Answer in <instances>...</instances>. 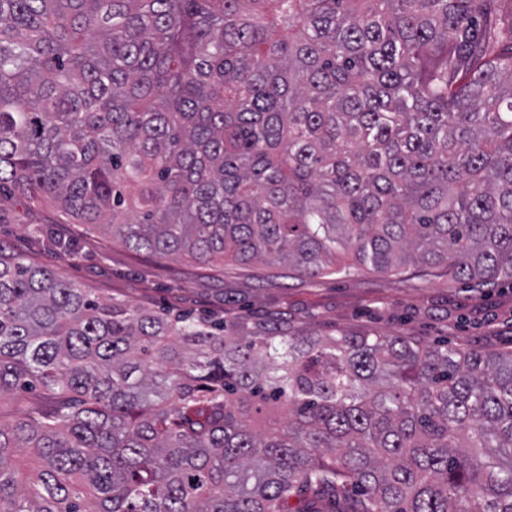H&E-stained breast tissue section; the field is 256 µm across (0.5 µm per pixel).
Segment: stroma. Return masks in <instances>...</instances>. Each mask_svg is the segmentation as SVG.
<instances>
[{
  "label": "stroma",
  "instance_id": "1",
  "mask_svg": "<svg viewBox=\"0 0 512 512\" xmlns=\"http://www.w3.org/2000/svg\"><path fill=\"white\" fill-rule=\"evenodd\" d=\"M0 245L104 302L246 325L284 321L318 336L401 335L512 351L511 282L475 291L447 274L424 277L413 267L310 279L258 266L161 259L113 241L100 228L71 223L49 202H0Z\"/></svg>",
  "mask_w": 512,
  "mask_h": 512
}]
</instances>
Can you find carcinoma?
<instances>
[{
	"mask_svg": "<svg viewBox=\"0 0 512 512\" xmlns=\"http://www.w3.org/2000/svg\"><path fill=\"white\" fill-rule=\"evenodd\" d=\"M506 2L0 0V191L158 258L512 280ZM32 390L0 512H512V353L104 303L0 249V404Z\"/></svg>",
	"mask_w": 512,
	"mask_h": 512,
	"instance_id": "cac0c4a2",
	"label": "carcinoma"
}]
</instances>
